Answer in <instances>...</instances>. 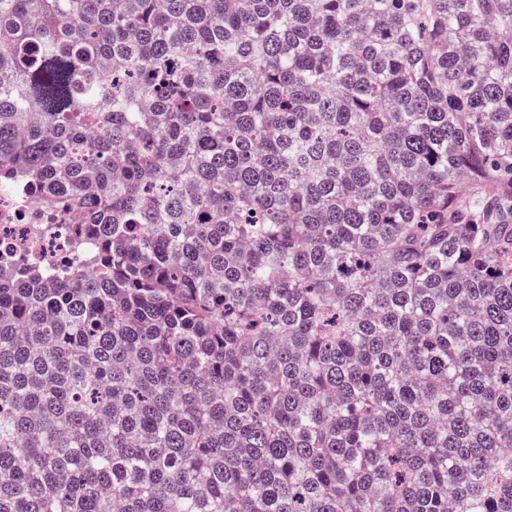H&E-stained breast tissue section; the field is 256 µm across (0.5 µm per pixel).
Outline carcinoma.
Wrapping results in <instances>:
<instances>
[{"instance_id": "carcinoma-1", "label": "carcinoma", "mask_w": 512, "mask_h": 512, "mask_svg": "<svg viewBox=\"0 0 512 512\" xmlns=\"http://www.w3.org/2000/svg\"><path fill=\"white\" fill-rule=\"evenodd\" d=\"M0 512H512V0H0ZM41 196L0 183V270L14 274L23 265L33 270L73 265L70 224H55Z\"/></svg>"}]
</instances>
